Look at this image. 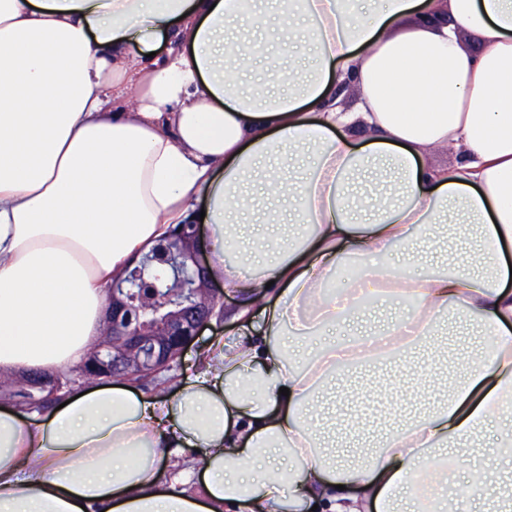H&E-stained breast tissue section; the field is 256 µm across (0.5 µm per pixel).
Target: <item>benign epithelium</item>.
I'll use <instances>...</instances> for the list:
<instances>
[{
	"instance_id": "benign-epithelium-1",
	"label": "benign epithelium",
	"mask_w": 512,
	"mask_h": 512,
	"mask_svg": "<svg viewBox=\"0 0 512 512\" xmlns=\"http://www.w3.org/2000/svg\"><path fill=\"white\" fill-rule=\"evenodd\" d=\"M154 258L140 261L132 276L112 285L107 324L135 353L134 361L100 353L88 359L106 374L156 375L176 360L216 311L213 283L201 257L199 225L184 224L160 239Z\"/></svg>"
}]
</instances>
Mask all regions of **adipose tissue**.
<instances>
[{"label":"adipose tissue","mask_w":512,"mask_h":512,"mask_svg":"<svg viewBox=\"0 0 512 512\" xmlns=\"http://www.w3.org/2000/svg\"><path fill=\"white\" fill-rule=\"evenodd\" d=\"M267 35L313 62L250 84ZM199 222L244 296L233 328L175 391L0 409V512H464L432 495L449 451L512 417V0H0V370L79 362L111 281ZM436 234L455 266L414 272L406 244ZM368 296L413 303L357 347L323 339ZM452 308L490 355L337 466L308 422L337 366L406 361Z\"/></svg>","instance_id":"adipose-tissue-1"}]
</instances>
